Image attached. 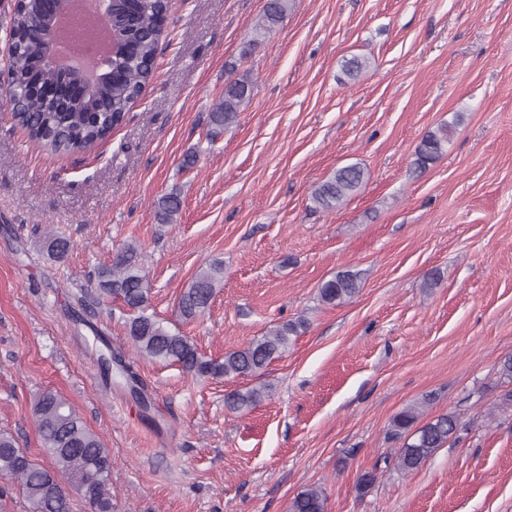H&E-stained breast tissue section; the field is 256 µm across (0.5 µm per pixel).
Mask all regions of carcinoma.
Instances as JSON below:
<instances>
[{
    "label": "carcinoma",
    "instance_id": "obj_1",
    "mask_svg": "<svg viewBox=\"0 0 512 512\" xmlns=\"http://www.w3.org/2000/svg\"><path fill=\"white\" fill-rule=\"evenodd\" d=\"M290 0H266L258 28L268 32L288 15ZM40 0H20L11 18L12 42L5 68L0 71V105L11 110L12 119L38 148L52 154L71 155L92 150L106 140L126 118L154 73L159 41L165 31L169 0H113L112 34L128 50L112 58V75L86 86L62 69L43 62L40 31L45 17ZM233 75L224 86V98L209 115L207 139L224 133L250 102L253 81L249 72ZM444 124L428 132L415 149V166L425 170L436 162L448 144ZM363 168L343 166L312 192V201L322 209L340 207L362 187ZM182 202L174 191L161 196L155 205L159 224H172ZM48 258L66 257L70 241L51 234L45 242ZM224 277V266L214 262L201 269L178 299L180 315L186 319L206 312ZM96 288L102 297L120 299L128 308L125 320L128 338L146 357L170 361L195 378H234L263 370L283 353L293 336L307 330L303 320H289L243 347L224 353L220 360L207 359L183 334L173 331L154 316L149 307V288L140 262L138 246L127 243L117 249L112 263L98 267ZM361 288L360 274L352 270L336 273L319 289L320 301L338 306L355 297ZM265 391L253 387L236 390L224 397L234 412L249 410L263 401ZM434 401L427 394L414 405L395 414L389 423L388 438L402 441L394 467L412 473L422 467L437 450L459 439L463 429L460 416L452 411L420 422ZM37 430L44 450L52 461L47 469L32 462L18 446L14 435L0 429V478L19 482L31 512H71L70 499L62 479L71 482L89 505L90 512H112L110 476L112 460L100 437L84 422L72 405L53 390L40 392L33 403ZM326 495L318 486L298 493L289 512H326Z\"/></svg>",
    "mask_w": 512,
    "mask_h": 512
}]
</instances>
